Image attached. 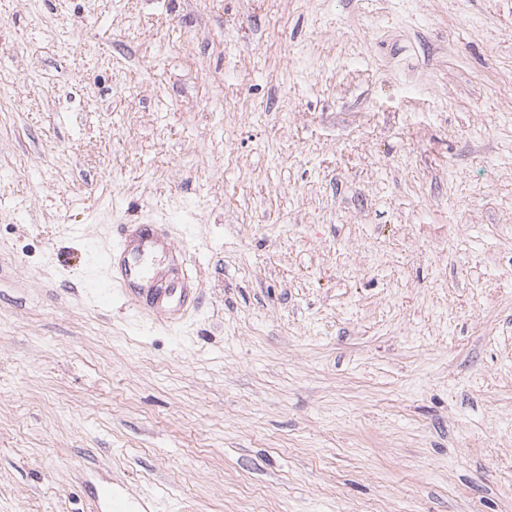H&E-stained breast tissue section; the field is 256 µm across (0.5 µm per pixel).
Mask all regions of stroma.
Returning <instances> with one entry per match:
<instances>
[{
	"label": "stroma",
	"mask_w": 512,
	"mask_h": 512,
	"mask_svg": "<svg viewBox=\"0 0 512 512\" xmlns=\"http://www.w3.org/2000/svg\"><path fill=\"white\" fill-rule=\"evenodd\" d=\"M167 225L197 310L87 292ZM512 512V0H0V512ZM96 496L101 512H152L149 496L131 498L113 489L112 485H101Z\"/></svg>",
	"instance_id": "35a3bbf8"
}]
</instances>
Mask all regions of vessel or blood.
Instances as JSON below:
<instances>
[{
  "label": "vessel or blood",
  "instance_id": "1",
  "mask_svg": "<svg viewBox=\"0 0 512 512\" xmlns=\"http://www.w3.org/2000/svg\"><path fill=\"white\" fill-rule=\"evenodd\" d=\"M169 247L170 232L164 225L124 224L102 257L108 273L107 287H130L137 312L161 323L177 322L189 310L185 288L142 265L146 255ZM96 496L102 512H152L145 495L132 498L104 485Z\"/></svg>",
  "mask_w": 512,
  "mask_h": 512
}]
</instances>
